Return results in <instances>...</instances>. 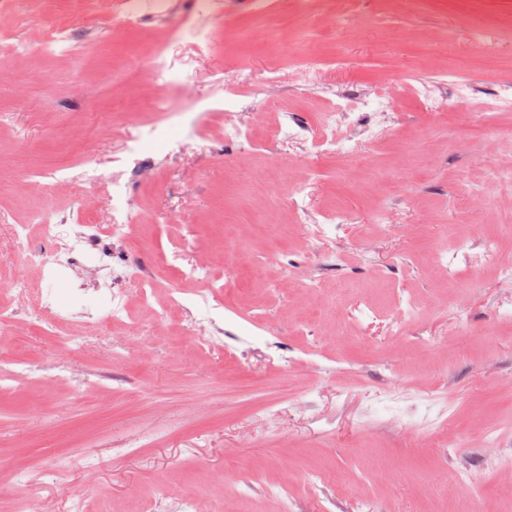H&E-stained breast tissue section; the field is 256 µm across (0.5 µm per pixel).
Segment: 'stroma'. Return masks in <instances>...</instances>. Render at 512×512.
<instances>
[{"label":"stroma","mask_w":512,"mask_h":512,"mask_svg":"<svg viewBox=\"0 0 512 512\" xmlns=\"http://www.w3.org/2000/svg\"><path fill=\"white\" fill-rule=\"evenodd\" d=\"M72 25L70 0H0L8 42L27 53L0 65V313L18 303L11 286L20 273L9 227L24 224L40 240L35 214L70 211L83 156L98 179L84 206L94 223L113 208L128 210L137 245L135 269L151 277L154 307L139 287L127 291L130 326L93 332L84 323L31 331L0 355L41 363L62 355L80 387L45 388L20 380L0 391V512H15L24 487L19 472L61 461L64 479L41 489L44 512H67L70 481L84 485L83 512H151L162 494L196 498V512H460L471 499L479 512H512V470L494 466L497 447L484 444L494 428L512 446V321L499 318L512 303V279L499 267L512 261V241L480 257L459 253L449 226L468 233L512 224V183L483 163L496 155L512 164V0H265L263 11L234 4L228 20H200L212 51L197 64L190 99L221 97L223 71L245 67L244 95L261 105L268 69L289 85L280 105L256 122L245 164L224 161L226 146L188 142L177 156L180 121L162 125L151 153L157 165L127 193L114 196L112 175L127 170L130 115L137 100L123 74H134L165 38L157 23L115 19L79 28L52 57L40 51L44 20ZM313 57L325 89L302 90L297 62ZM466 61L461 83L443 91L460 107L423 116L413 89L401 93V130L359 145L360 161L323 159L313 145L279 149L286 116L315 129L337 96L350 97L405 72L419 84L453 58ZM54 74L52 88L38 75ZM494 102L493 125L470 131L472 101ZM69 167L70 182L53 192L38 183ZM31 181L19 187V172ZM479 193L474 209L463 197ZM315 215L344 210L351 220L338 232L315 236L297 207ZM388 212L398 230L378 225ZM182 223H171V216ZM347 260L336 264L337 247ZM233 248L250 265L244 288L216 289L220 306L197 308L194 286L179 270L205 261L212 273ZM455 256L475 276L474 290L449 288L437 258ZM319 274L315 288L299 274ZM103 276L95 269L70 276L57 290L69 311L74 289L83 303L106 311ZM181 288L187 310H200L202 330L224 329L223 351L197 350L182 313L168 309ZM414 296L420 311L401 331L389 320L399 298ZM473 333L468 351L456 331ZM84 335L88 345L59 351L56 336ZM154 353L141 360L138 347ZM401 377L403 400L384 394ZM439 388L431 408L416 406L417 381ZM100 469L85 476L86 454ZM468 470V489L456 470Z\"/></svg>","instance_id":"1"}]
</instances>
